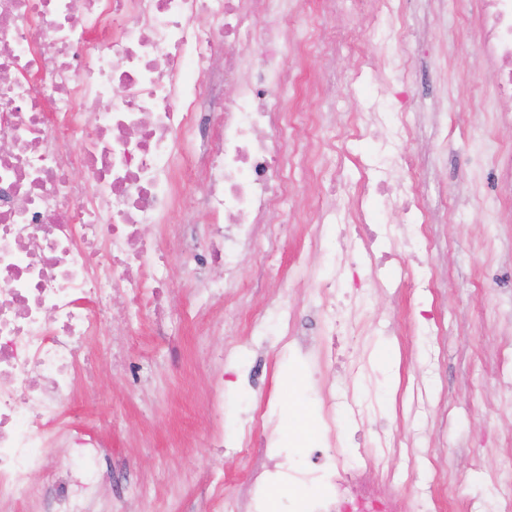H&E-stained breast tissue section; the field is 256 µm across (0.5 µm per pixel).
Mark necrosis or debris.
<instances>
[{
  "mask_svg": "<svg viewBox=\"0 0 512 512\" xmlns=\"http://www.w3.org/2000/svg\"><path fill=\"white\" fill-rule=\"evenodd\" d=\"M321 15L299 0H0V508L22 512L54 475L53 451L72 453L53 512H93L109 480L103 443L59 430L63 404L84 386L85 343L101 334L116 303L134 315L143 302L169 299V262L146 225L180 230L182 184L203 178L198 203L208 226L184 261L233 267L243 245L258 246L269 212H286L290 171L316 180L303 223L340 225L343 257L380 269L381 240L398 225L426 224L416 184L392 180L406 162L407 116L376 102L353 117L354 135L384 134V163L359 162L360 185L345 197L336 179L331 126L308 119V145L296 148L289 105L300 80L287 56L335 59L362 50L358 32L336 30L337 15L376 21L401 13L403 0H323ZM475 14L470 28L487 61L502 111L512 112V0H447ZM258 46L260 64L239 48ZM223 58L233 96H214L213 62ZM209 135L175 161L183 139ZM83 179H76V172ZM382 198L388 221L364 207ZM281 482L334 491L299 495L298 512H395V499L337 469L288 470Z\"/></svg>",
  "mask_w": 512,
  "mask_h": 512,
  "instance_id": "obj_1",
  "label": "necrosis or debris"
}]
</instances>
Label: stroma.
<instances>
[{"instance_id": "stroma-1", "label": "stroma", "mask_w": 512, "mask_h": 512, "mask_svg": "<svg viewBox=\"0 0 512 512\" xmlns=\"http://www.w3.org/2000/svg\"><path fill=\"white\" fill-rule=\"evenodd\" d=\"M427 33L416 56L395 59L385 70L359 67L342 52L335 61L306 58L303 76L322 74L323 97L334 106L336 144L347 153L338 177L347 190L359 182L358 159L380 154L384 145L371 133L352 136L348 118L366 111L377 93L395 96L410 90L426 106L405 145L412 167L397 177L420 184L432 220L426 226L430 249L422 264L389 275L404 288L375 289L357 271L350 287L369 294L353 335L326 336L313 310L319 284L336 265L323 249L310 246L308 224L282 230L277 213L260 227V247H245L233 273L218 268L203 275L224 280V311L191 295V282L175 258L178 238H162L173 256L171 320L155 327L149 313L128 320L115 307L108 332L126 335L134 366L126 374L102 366L94 395L65 402V421L73 432L92 434L106 446L103 469L127 480L156 485L149 498H131L122 488L106 489L114 512H164L168 501L183 512H205L198 483L204 472L222 475L228 493L244 496L252 474L266 464L231 448H213L215 423L207 403L216 378L224 380V436L244 435L277 451L287 468L297 455L290 439L302 420L318 419L317 397L293 375V366L313 367L322 385L375 400L379 413L369 426L351 422L342 430L345 467L363 468L370 484L383 487L387 474H414L418 485L462 486L468 499H488L498 478L497 463L512 448V198L497 196L487 184L488 167L479 161L488 147L512 148V118L497 110L485 81V61L467 39L468 27L442 0H416L398 19H381L389 29ZM462 71L475 89L461 95L452 79ZM300 266V283L278 288L272 267ZM287 304L308 340L305 354L292 352L273 324L251 329L257 313L273 317ZM224 354L215 370L211 355ZM364 357L366 371L351 376L321 362L324 353ZM262 405L265 424L253 428L250 409ZM386 433L393 448L373 443Z\"/></svg>"}]
</instances>
